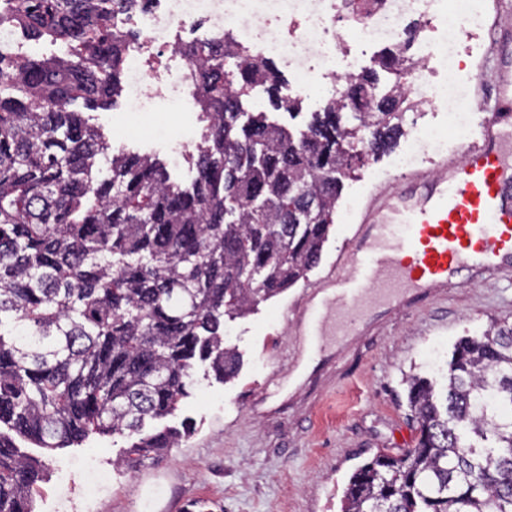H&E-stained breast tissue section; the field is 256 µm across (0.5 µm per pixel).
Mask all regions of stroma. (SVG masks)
<instances>
[{
    "label": "stroma",
    "instance_id": "1",
    "mask_svg": "<svg viewBox=\"0 0 512 512\" xmlns=\"http://www.w3.org/2000/svg\"><path fill=\"white\" fill-rule=\"evenodd\" d=\"M244 112L265 113L292 133L304 130L323 100L301 102L297 116L275 109L265 87L243 97ZM84 117L112 146L162 161L173 180L189 183L191 161L169 147L173 135L199 141V121H161L128 111L125 98ZM405 135L357 165L344 179L334 225L320 263L305 279L259 304L254 313L224 320V343L242 359L238 375L215 379L198 364L195 384L174 414L152 429L190 428L181 445L161 456L132 459L135 434L90 435L81 445L53 450L14 435L24 454L44 471L33 492L34 512H341L352 471L379 450L413 447L416 424L404 377L417 373L443 383L454 343L481 334L490 321L512 323V275L468 277L417 303L378 309L361 335L306 363L305 371L281 358L295 344L283 319L309 284L323 277L345 248L360 209L385 189ZM280 374L281 385L267 382ZM95 463L110 481L92 508H84L85 467Z\"/></svg>",
    "mask_w": 512,
    "mask_h": 512
}]
</instances>
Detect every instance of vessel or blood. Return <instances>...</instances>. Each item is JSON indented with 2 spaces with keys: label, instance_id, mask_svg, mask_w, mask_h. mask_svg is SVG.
<instances>
[{
  "label": "vessel or blood",
  "instance_id": "b4317fda",
  "mask_svg": "<svg viewBox=\"0 0 512 512\" xmlns=\"http://www.w3.org/2000/svg\"><path fill=\"white\" fill-rule=\"evenodd\" d=\"M483 69L492 92L478 140L428 176L416 170L361 209L346 251L289 323L297 354L358 335L379 307H402L453 286L466 270L512 272V30L493 26Z\"/></svg>",
  "mask_w": 512,
  "mask_h": 512
}]
</instances>
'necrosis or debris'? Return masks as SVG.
Returning <instances> with one entry per match:
<instances>
[{"label":"necrosis or debris","mask_w":512,"mask_h":512,"mask_svg":"<svg viewBox=\"0 0 512 512\" xmlns=\"http://www.w3.org/2000/svg\"><path fill=\"white\" fill-rule=\"evenodd\" d=\"M484 15V0H141L139 8L115 9L112 30L136 62L127 98L146 112L186 95L193 67L185 49L198 42L232 36L249 61L288 71L286 91L301 100L317 89L340 96L358 76L361 53L402 46L411 68L401 82L420 114L398 160L404 167L430 159L441 144L442 103L465 99L460 71L482 44Z\"/></svg>","instance_id":"1"}]
</instances>
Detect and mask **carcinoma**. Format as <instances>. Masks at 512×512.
Here are the masks:
<instances>
[{"label": "carcinoma", "mask_w": 512, "mask_h": 512, "mask_svg": "<svg viewBox=\"0 0 512 512\" xmlns=\"http://www.w3.org/2000/svg\"><path fill=\"white\" fill-rule=\"evenodd\" d=\"M117 0H0V24L69 47L0 61V424L39 448L140 432L177 410L199 361L238 374L224 316L243 315L316 267L343 179L400 133L398 89L375 101L368 71L327 100L300 136L242 112L267 86L294 110L276 65L206 43L189 50L207 122L188 186L163 162L115 151L74 111L123 90L128 49L111 31ZM355 112L360 129L342 123ZM247 117L241 121V117ZM417 424L401 457L358 467L341 512H512V324L454 347L443 396L407 378ZM171 430L132 446L179 445ZM39 464L0 432V512H33Z\"/></svg>", "instance_id": "carcinoma-1"}]
</instances>
